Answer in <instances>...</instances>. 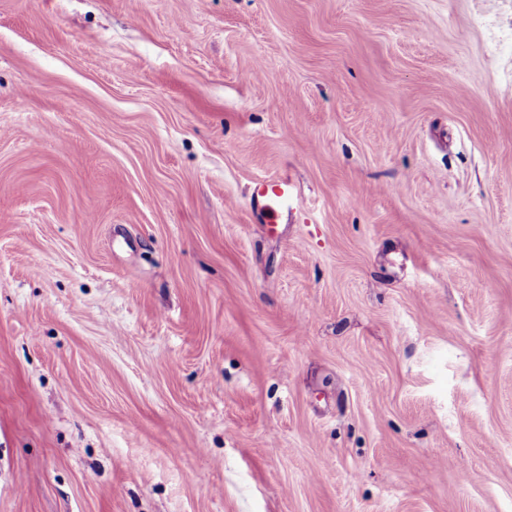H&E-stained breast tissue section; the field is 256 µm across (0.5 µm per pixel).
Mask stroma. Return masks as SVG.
Listing matches in <instances>:
<instances>
[{"instance_id":"1","label":"stroma","mask_w":512,"mask_h":512,"mask_svg":"<svg viewBox=\"0 0 512 512\" xmlns=\"http://www.w3.org/2000/svg\"><path fill=\"white\" fill-rule=\"evenodd\" d=\"M0 512H512V0H0ZM253 214L263 223L274 227L288 214L299 209V197L294 183L285 175L258 179L251 195Z\"/></svg>"}]
</instances>
